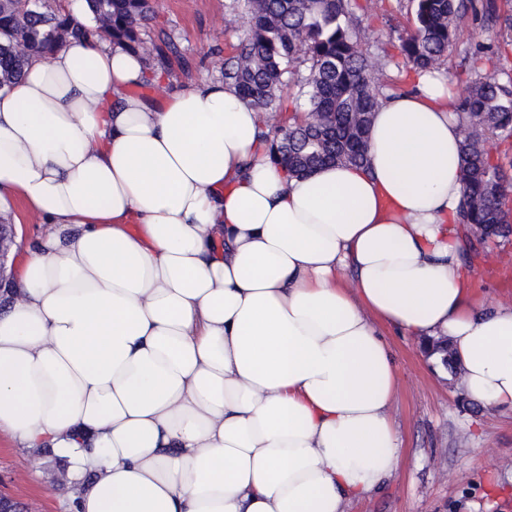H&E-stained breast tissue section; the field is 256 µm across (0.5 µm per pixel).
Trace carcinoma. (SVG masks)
<instances>
[{
    "mask_svg": "<svg viewBox=\"0 0 512 512\" xmlns=\"http://www.w3.org/2000/svg\"><path fill=\"white\" fill-rule=\"evenodd\" d=\"M95 27L77 24L63 0H0V88L20 79L30 57L46 59L67 41L94 34L145 56L148 69L170 73L180 61L169 34L146 37L150 0H85ZM414 28L400 35L399 54L408 71L438 69L460 38L473 0H413ZM247 37L228 59L224 82L249 100L268 121L287 111L285 87L295 86L304 109L275 125L271 156L288 176L333 163L364 167L368 131L381 92L370 76L354 31L349 0H244ZM487 21L501 22L502 40L512 45V17L485 0ZM475 77L455 102L467 135L461 145L463 202L458 226L479 245L509 241L506 209L512 183L494 152L512 147V79L504 82L480 68L491 58L469 57ZM441 362L457 374L446 339L428 341Z\"/></svg>",
    "mask_w": 512,
    "mask_h": 512,
    "instance_id": "carcinoma-1",
    "label": "carcinoma"
}]
</instances>
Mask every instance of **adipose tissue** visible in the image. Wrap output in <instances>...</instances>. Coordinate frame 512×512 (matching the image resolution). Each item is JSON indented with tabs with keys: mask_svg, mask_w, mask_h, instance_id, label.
<instances>
[{
	"mask_svg": "<svg viewBox=\"0 0 512 512\" xmlns=\"http://www.w3.org/2000/svg\"><path fill=\"white\" fill-rule=\"evenodd\" d=\"M96 36L0 90V205L49 224L0 311V434L53 448L74 512H347L401 463L381 326L448 338L512 412V305L470 300L448 79L382 99L369 165L291 178L204 80L138 94Z\"/></svg>",
	"mask_w": 512,
	"mask_h": 512,
	"instance_id": "1",
	"label": "adipose tissue"
}]
</instances>
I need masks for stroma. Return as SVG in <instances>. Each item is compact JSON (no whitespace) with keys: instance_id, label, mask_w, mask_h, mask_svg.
<instances>
[{"instance_id":"1","label":"stroma","mask_w":512,"mask_h":512,"mask_svg":"<svg viewBox=\"0 0 512 512\" xmlns=\"http://www.w3.org/2000/svg\"><path fill=\"white\" fill-rule=\"evenodd\" d=\"M360 31V49L381 85L409 92L398 52L399 37L411 30L412 0H351ZM158 17L147 33H171L182 53L183 71L173 80L191 86L204 78L224 76V63L246 37L239 0H155ZM498 27L470 16L463 23L460 42L449 49L441 72L456 88L469 78L466 53L479 48L496 51V74L512 76V46L500 49ZM16 225L20 261L48 230L15 199L7 208ZM512 242L488 245L473 258L469 272L474 299L487 304L512 305ZM400 387L393 405L402 449L399 471L377 491L354 502L349 512H512V413H471L460 400L457 377L439 378L422 357L421 341L385 329ZM63 459L40 455L31 466L26 450L9 436L0 437V491L26 504L29 512H73L75 485L59 487L56 478L65 470Z\"/></svg>"}]
</instances>
